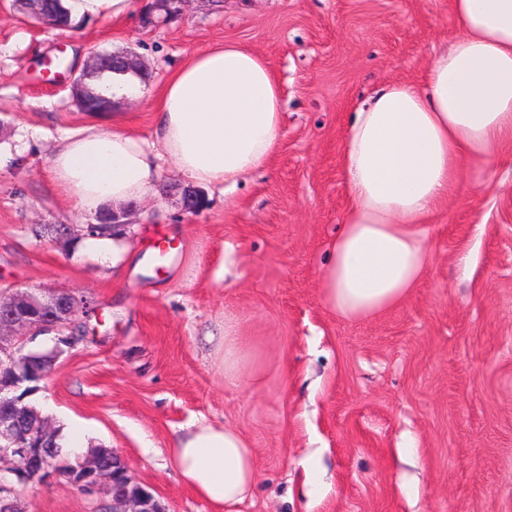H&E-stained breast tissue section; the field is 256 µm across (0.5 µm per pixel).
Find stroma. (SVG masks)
<instances>
[{
  "mask_svg": "<svg viewBox=\"0 0 512 512\" xmlns=\"http://www.w3.org/2000/svg\"><path fill=\"white\" fill-rule=\"evenodd\" d=\"M451 0H182L178 16L37 22L0 0V291L93 296L99 317L30 401L81 450L115 449L167 512H213L169 450L193 423H231L260 481L237 512H512V142L468 166L429 226L434 260L410 297L346 319L322 297L348 205L340 153L373 91L420 80L456 35ZM233 41L264 56L283 110L270 164L234 188L162 162L159 189L121 210L118 263L38 227L93 224L48 178L63 130L86 123L72 80L90 51L134 52L144 93L113 100L142 137L155 99L192 52ZM245 342L224 369V327ZM322 472L309 485L310 471ZM24 512H94L73 488L16 487Z\"/></svg>",
  "mask_w": 512,
  "mask_h": 512,
  "instance_id": "obj_1",
  "label": "stroma"
}]
</instances>
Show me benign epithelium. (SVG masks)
Here are the masks:
<instances>
[{"mask_svg":"<svg viewBox=\"0 0 512 512\" xmlns=\"http://www.w3.org/2000/svg\"><path fill=\"white\" fill-rule=\"evenodd\" d=\"M107 59L101 51L94 53L75 79L77 104L86 101V81L103 71ZM119 223L120 216L111 210L101 214L96 224L77 229L64 226L57 238L89 236ZM96 308L94 298L72 292L38 294L19 289L0 297V474L22 483H65L89 499L110 500L107 512H166L116 455L109 461L88 453L79 456L76 472L63 470L56 428L35 407L25 404L36 383L52 373L60 355L85 340L87 326L79 316ZM40 337L53 346L45 350L29 347ZM0 512H22L8 479L0 480Z\"/></svg>","mask_w":512,"mask_h":512,"instance_id":"obj_1","label":"benign epithelium"}]
</instances>
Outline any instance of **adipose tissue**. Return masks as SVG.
I'll return each mask as SVG.
<instances>
[{"label":"adipose tissue","instance_id":"adipose-tissue-1","mask_svg":"<svg viewBox=\"0 0 512 512\" xmlns=\"http://www.w3.org/2000/svg\"><path fill=\"white\" fill-rule=\"evenodd\" d=\"M460 35L421 82L394 81L352 112L341 152L348 207L322 274L324 300L349 319L401 305L431 262L428 226L467 164L512 141V0H451ZM281 89L266 58L235 43L191 54L159 93L153 135L119 116L65 131L54 188L96 213L155 192L162 161L202 185L233 189L272 159ZM182 480L217 512L250 497L257 456L233 425H190L170 450Z\"/></svg>","mask_w":512,"mask_h":512}]
</instances>
